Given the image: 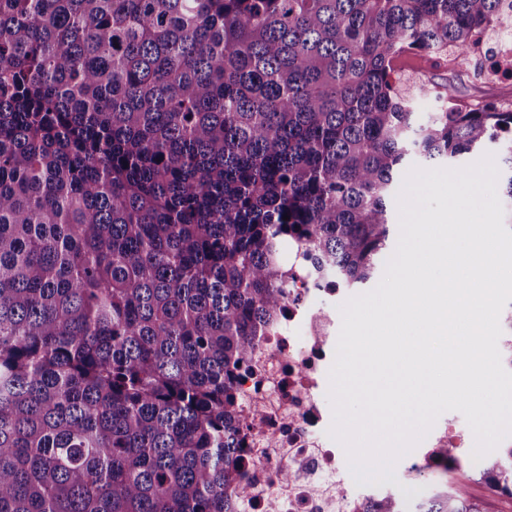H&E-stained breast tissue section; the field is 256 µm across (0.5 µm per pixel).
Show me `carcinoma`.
Masks as SVG:
<instances>
[{
  "mask_svg": "<svg viewBox=\"0 0 512 512\" xmlns=\"http://www.w3.org/2000/svg\"><path fill=\"white\" fill-rule=\"evenodd\" d=\"M501 4L0 0V512H243L236 378L285 245L367 282L411 157L497 142L512 197V110L420 123L439 91L392 66L466 55ZM479 480L512 497V462ZM411 512L482 510L445 485Z\"/></svg>",
  "mask_w": 512,
  "mask_h": 512,
  "instance_id": "1",
  "label": "carcinoma"
}]
</instances>
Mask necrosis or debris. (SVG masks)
Listing matches in <instances>:
<instances>
[{
	"label": "necrosis or debris",
	"mask_w": 512,
	"mask_h": 512,
	"mask_svg": "<svg viewBox=\"0 0 512 512\" xmlns=\"http://www.w3.org/2000/svg\"><path fill=\"white\" fill-rule=\"evenodd\" d=\"M503 6L499 22L473 38L487 84L512 73V0ZM288 266L294 275L288 310L259 336L252 370L239 384L248 422L244 512H360L380 490L348 493L345 451L324 436L333 420L322 398L335 359L336 314L312 305L316 269L295 259Z\"/></svg>",
	"instance_id": "1"
}]
</instances>
